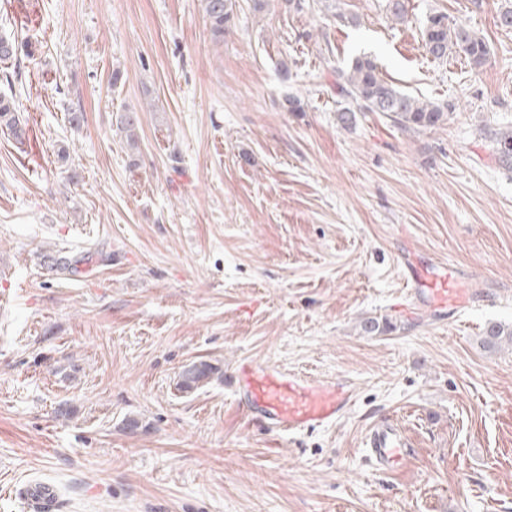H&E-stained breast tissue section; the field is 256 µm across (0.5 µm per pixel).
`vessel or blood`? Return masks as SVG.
I'll list each match as a JSON object with an SVG mask.
<instances>
[{
	"mask_svg": "<svg viewBox=\"0 0 512 512\" xmlns=\"http://www.w3.org/2000/svg\"><path fill=\"white\" fill-rule=\"evenodd\" d=\"M404 265L408 291L400 306L403 312H426L443 320L478 299L446 266L423 262L412 253L406 256ZM232 378L240 405L253 419L279 433L335 422L355 403V392L344 380H319L254 359L241 362ZM366 444L384 471L396 473L405 466L409 440L397 423L375 425ZM21 496L30 512L57 510L58 493L49 483H29L22 488Z\"/></svg>",
	"mask_w": 512,
	"mask_h": 512,
	"instance_id": "b4317fda",
	"label": "vessel or blood"
}]
</instances>
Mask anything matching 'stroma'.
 <instances>
[{"label":"stroma","instance_id":"stroma-1","mask_svg":"<svg viewBox=\"0 0 512 512\" xmlns=\"http://www.w3.org/2000/svg\"><path fill=\"white\" fill-rule=\"evenodd\" d=\"M384 4L235 0L218 42L201 0H0V33L32 42L30 143L0 132V512H25L33 481L60 512H512V345L481 343L512 325L495 141L512 126V0H407L401 21ZM437 12L486 42L483 67L425 53ZM363 53L447 121L343 127L336 72ZM126 108L133 150L112 128ZM408 243L488 300L401 317ZM49 247L78 274L49 272ZM365 317L394 329L361 335ZM202 359L219 378L181 391ZM243 359L348 381L355 403L272 432L238 404ZM392 417L411 438L395 474L364 446Z\"/></svg>","mask_w":512,"mask_h":512}]
</instances>
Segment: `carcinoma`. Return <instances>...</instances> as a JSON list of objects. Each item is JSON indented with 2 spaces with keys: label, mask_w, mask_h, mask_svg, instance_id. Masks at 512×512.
I'll use <instances>...</instances> for the list:
<instances>
[{
  "label": "carcinoma",
  "mask_w": 512,
  "mask_h": 512,
  "mask_svg": "<svg viewBox=\"0 0 512 512\" xmlns=\"http://www.w3.org/2000/svg\"><path fill=\"white\" fill-rule=\"evenodd\" d=\"M202 5L213 38L222 40L224 29L234 16L232 0H202ZM423 43L426 53L437 60L447 58L448 52L454 50L462 53L475 67L485 64L489 55L482 38L463 26L448 25V18L442 13L428 16L423 28ZM22 49L23 44L16 37L0 34V84L4 83L12 90L10 94L0 93V128L8 131L20 145L26 142L27 123L13 89L24 87L26 81L21 67ZM336 96L348 102L338 113L339 122L344 127L356 122L357 108L366 112H380L404 130L433 129L448 119V107L422 101L401 91L383 78L377 63L368 56L355 58L348 71L338 74ZM116 126L126 143L132 148L136 147L139 128L136 111L121 113L116 118ZM497 155L500 165L512 170V127L498 133ZM43 258L50 271L62 276L74 275L78 271V264L87 260L85 256L78 259L59 250H46ZM503 340L512 342V328L498 322L488 323L483 344L492 348ZM218 373L220 368L207 361L194 363L189 371L181 374L179 387L185 391L202 388Z\"/></svg>",
  "instance_id": "obj_1"
}]
</instances>
